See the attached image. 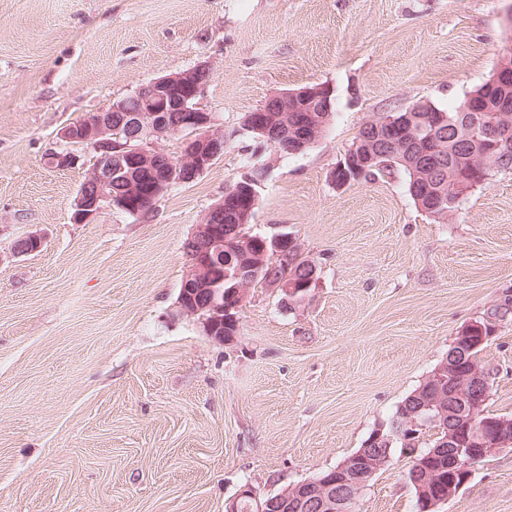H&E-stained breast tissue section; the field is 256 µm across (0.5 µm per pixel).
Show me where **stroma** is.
Instances as JSON below:
<instances>
[{
    "label": "stroma",
    "instance_id": "stroma-1",
    "mask_svg": "<svg viewBox=\"0 0 512 512\" xmlns=\"http://www.w3.org/2000/svg\"><path fill=\"white\" fill-rule=\"evenodd\" d=\"M512 0H0V512H225L336 466L512 289V174L439 223L402 174L336 187L369 118L446 108L512 48ZM210 61L202 104L237 127L275 90L326 83L324 137L288 155L248 137L149 220H72L94 158L59 130L150 80ZM252 229L292 232L320 268L289 309L251 289L232 341L180 313L184 243L254 163ZM43 236L17 256L16 241ZM490 411L512 413V324L482 353ZM406 457L352 512H416ZM442 512H512V449Z\"/></svg>",
    "mask_w": 512,
    "mask_h": 512
}]
</instances>
